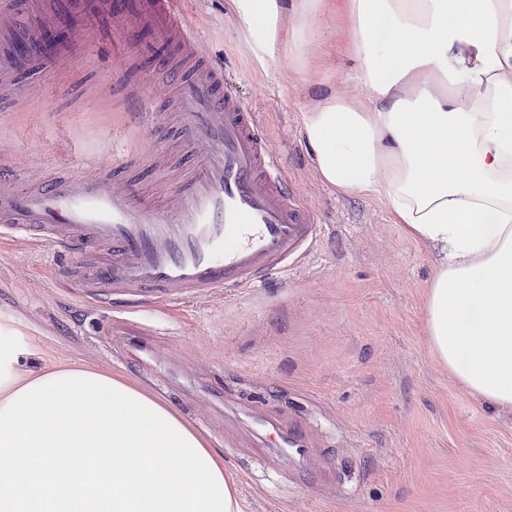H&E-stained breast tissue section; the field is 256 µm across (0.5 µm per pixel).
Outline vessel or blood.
Instances as JSON below:
<instances>
[{
  "label": "vessel or blood",
  "mask_w": 512,
  "mask_h": 512,
  "mask_svg": "<svg viewBox=\"0 0 512 512\" xmlns=\"http://www.w3.org/2000/svg\"><path fill=\"white\" fill-rule=\"evenodd\" d=\"M89 21L120 55L150 33L145 54L173 69L185 146L199 160L182 172L169 200L113 186V168L127 163L117 153L97 176H1L0 235L54 249L107 247L110 260L79 276L83 295L98 301L147 289L170 301L193 300L285 272L308 251L316 212L281 178L256 113L225 91L223 68L201 52L174 0H0V104L17 101L24 70L73 56V43L49 41L51 32ZM120 90L136 124L155 120L142 80L122 79ZM283 452L305 459L306 433L293 429Z\"/></svg>",
  "instance_id": "1"
}]
</instances>
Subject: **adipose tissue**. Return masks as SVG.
<instances>
[{"label": "adipose tissue", "mask_w": 512, "mask_h": 512, "mask_svg": "<svg viewBox=\"0 0 512 512\" xmlns=\"http://www.w3.org/2000/svg\"><path fill=\"white\" fill-rule=\"evenodd\" d=\"M259 64L301 73L339 8L365 100L303 120L321 179L381 196L439 262L425 321L457 382L512 409V0H232ZM0 336V512H243L201 435L143 388L69 365L19 374Z\"/></svg>", "instance_id": "1"}]
</instances>
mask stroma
<instances>
[{
	"mask_svg": "<svg viewBox=\"0 0 512 512\" xmlns=\"http://www.w3.org/2000/svg\"><path fill=\"white\" fill-rule=\"evenodd\" d=\"M201 50L223 65L228 90L257 113L280 172L319 217L297 266L263 285L170 308L124 296L84 297L75 272L107 259L28 240L0 239V336L26 354L20 373L92 366L138 384L207 441L237 484L245 512H512V410L490 408L431 351L425 327L434 252L408 235L376 194L327 185L313 163L303 116L329 96L362 99L348 31L337 18L311 47L305 74L261 67L231 0H178ZM145 79L155 124L135 129L115 94L112 50L83 34L40 93L0 112V160H58L81 175L113 151L125 178L173 197L147 165L149 150L185 157L179 124L166 123L172 74L129 50ZM306 430L315 453L333 449L334 477L317 462L288 463L260 447V418Z\"/></svg>",
	"mask_w": 512,
	"mask_h": 512,
	"instance_id": "stroma-1",
	"label": "stroma"
}]
</instances>
